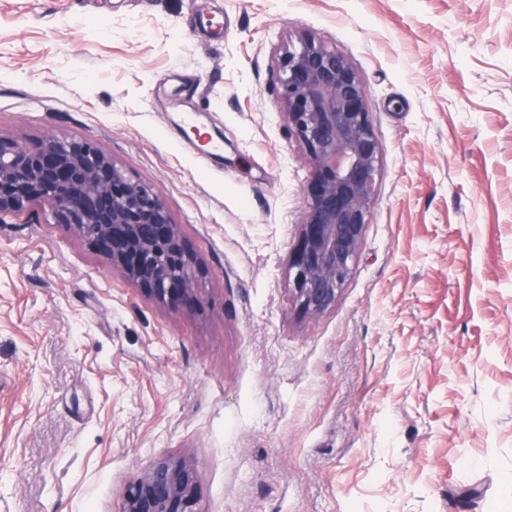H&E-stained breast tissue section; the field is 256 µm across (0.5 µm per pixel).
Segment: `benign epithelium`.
Instances as JSON below:
<instances>
[{
    "label": "benign epithelium",
    "instance_id": "obj_1",
    "mask_svg": "<svg viewBox=\"0 0 512 512\" xmlns=\"http://www.w3.org/2000/svg\"><path fill=\"white\" fill-rule=\"evenodd\" d=\"M280 100L311 173L288 287L305 315L324 313L349 280L380 173L367 92L350 60L311 35L279 58ZM49 205L112 268L171 308L197 300L193 252L159 194L127 177L88 139L35 147L0 141V215ZM199 475L162 458L127 487L123 512H197Z\"/></svg>",
    "mask_w": 512,
    "mask_h": 512
}]
</instances>
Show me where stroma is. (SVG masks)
Returning <instances> with one entry per match:
<instances>
[{"mask_svg":"<svg viewBox=\"0 0 512 512\" xmlns=\"http://www.w3.org/2000/svg\"><path fill=\"white\" fill-rule=\"evenodd\" d=\"M302 34L348 57L382 148L317 316L288 292L310 166L276 77ZM50 135L158 191L199 302L46 204L0 221V512H123L159 458L200 512H512V0H0V140Z\"/></svg>","mask_w":512,"mask_h":512,"instance_id":"stroma-1","label":"stroma"}]
</instances>
